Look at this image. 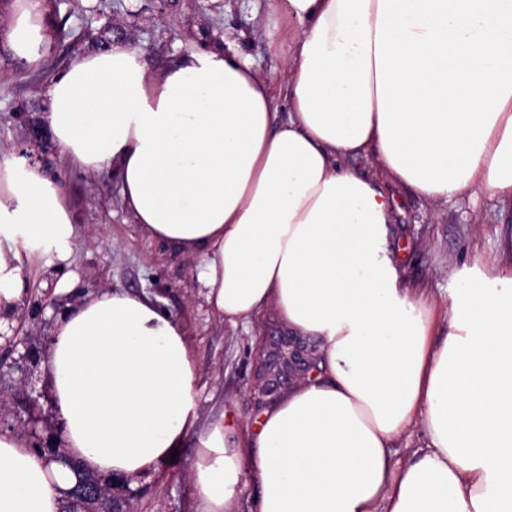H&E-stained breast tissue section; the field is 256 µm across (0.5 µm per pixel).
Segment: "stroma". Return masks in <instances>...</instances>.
Instances as JSON below:
<instances>
[{"instance_id": "35a3bbf8", "label": "stroma", "mask_w": 512, "mask_h": 512, "mask_svg": "<svg viewBox=\"0 0 512 512\" xmlns=\"http://www.w3.org/2000/svg\"><path fill=\"white\" fill-rule=\"evenodd\" d=\"M270 0H46L50 46L38 66L12 55L0 24V149H25L58 176L75 219L68 261L41 263L34 296L46 289L108 288L149 296L181 328L199 364L198 427L225 417L246 425L255 417L252 365L258 328L225 324L200 289L196 265L169 247L147 239L123 209L111 173L90 176L64 167L46 124L44 87L79 57L114 43L136 47L150 77L158 78L193 49H243L258 72L278 82L282 59L264 32ZM344 168L372 181L391 198L394 220L387 249L403 266L407 284L446 301L460 276L476 270L495 276L512 256V208L486 194L446 202L424 199L387 176L373 157L344 159ZM195 435L178 455L142 477L131 512H198L189 472L196 459Z\"/></svg>"}]
</instances>
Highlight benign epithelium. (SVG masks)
<instances>
[{
	"instance_id": "1",
	"label": "benign epithelium",
	"mask_w": 512,
	"mask_h": 512,
	"mask_svg": "<svg viewBox=\"0 0 512 512\" xmlns=\"http://www.w3.org/2000/svg\"><path fill=\"white\" fill-rule=\"evenodd\" d=\"M69 303L71 296L56 295L54 289L48 288L32 307H26L23 302L9 314L0 313V351L17 354L9 363L0 358V434L8 431L18 435L26 447L53 459L61 458V463L76 473L77 481L70 489V494L76 497V512H129V500L134 492L125 482L84 472L79 461L60 456L64 447L63 429L55 408H50L45 418L35 415L25 418L9 405L10 393L25 395L31 406L44 396V392L37 393L30 386V379L39 365L48 361L53 340L51 330ZM28 312L41 321L35 333L22 331ZM315 362L316 356L305 338L289 334L276 323L269 324L256 344L255 410L275 404L294 384L312 377L316 372Z\"/></svg>"
}]
</instances>
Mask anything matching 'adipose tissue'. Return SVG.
I'll use <instances>...</instances> for the list:
<instances>
[{"instance_id": "obj_1", "label": "adipose tissue", "mask_w": 512, "mask_h": 512, "mask_svg": "<svg viewBox=\"0 0 512 512\" xmlns=\"http://www.w3.org/2000/svg\"><path fill=\"white\" fill-rule=\"evenodd\" d=\"M285 57L272 87L239 52L190 51L161 78L114 44L46 87L65 163L113 172L149 239L200 259L215 314L250 327L275 310L318 343V371L228 441L196 427L198 367L148 297L103 291L54 326L49 376L65 451L130 483L196 433L200 512H512V263L437 301L409 287L386 241L390 199L342 168L373 153L420 196L480 189L512 205V0H271ZM44 0H15V58L48 48ZM288 117L279 120L276 95ZM59 182L0 152V311L35 259L70 256ZM425 441L403 461L398 439ZM74 474L0 435V512H61Z\"/></svg>"}]
</instances>
